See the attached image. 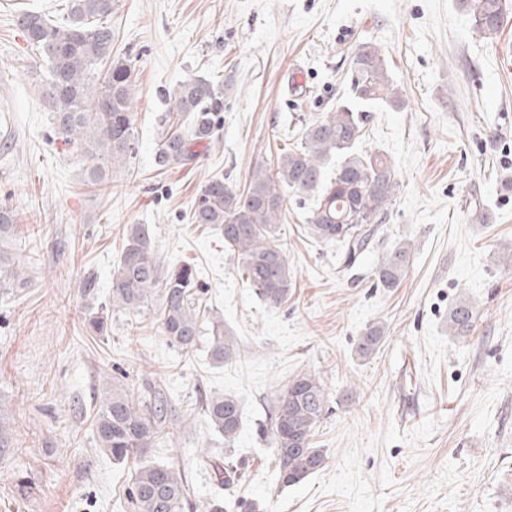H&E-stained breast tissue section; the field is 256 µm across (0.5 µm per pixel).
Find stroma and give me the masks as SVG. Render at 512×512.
I'll list each match as a JSON object with an SVG mask.
<instances>
[{
	"instance_id": "obj_1",
	"label": "stroma",
	"mask_w": 512,
	"mask_h": 512,
	"mask_svg": "<svg viewBox=\"0 0 512 512\" xmlns=\"http://www.w3.org/2000/svg\"><path fill=\"white\" fill-rule=\"evenodd\" d=\"M26 5L67 16V0H0V132L12 136L0 147V204L15 213L0 250L24 272L0 286V512H131L130 469L98 448L93 418L113 381L136 395L148 379L168 392L177 431L145 459L181 470L186 512L215 494L224 512H512V190L499 183L512 176V0L490 38L460 0H116L113 53L138 58L136 153L92 187L41 95L46 72L15 22ZM366 43L403 104L369 112L361 146L391 160L397 195L351 267L307 233L313 199L289 197L278 242L293 288L267 306L220 230L192 223L196 192L214 176L244 186L349 100ZM203 76L225 86L212 143L195 165L160 168L167 96ZM131 224L149 225L164 267L194 266L236 359L215 363L204 341L184 354L152 314H113L107 338L90 335L86 307L106 300ZM404 239L405 275L381 287L375 266ZM462 298L477 318L459 339L448 312ZM373 324L385 336L363 359L355 342ZM304 372L329 392L314 437L326 461L284 488L260 428L278 389ZM205 393L242 405L230 487L199 463L224 446Z\"/></svg>"
}]
</instances>
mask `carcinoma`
<instances>
[{
  "mask_svg": "<svg viewBox=\"0 0 512 512\" xmlns=\"http://www.w3.org/2000/svg\"><path fill=\"white\" fill-rule=\"evenodd\" d=\"M68 2L63 24L54 25L44 15L28 11L17 16V25L46 66L41 93L51 104L55 128L87 156L85 185H97L110 171L123 167L135 150L132 90L138 57L112 55L115 0ZM463 3L478 32H499L504 24L502 0ZM104 62L109 66L103 72L99 65ZM351 80L360 103L381 100L397 106L401 102L374 44L357 50ZM168 105L169 117L182 123L168 130L155 162L163 169L183 168L201 157L200 146L212 138L217 115L224 111V94L210 80L194 78L179 84ZM363 123V111L342 104L306 128L301 146L280 154L273 164L253 168L243 188L222 176L200 187L192 223L220 229L224 245L237 253L239 272L265 304L282 305L292 290L286 250L276 244L288 194L317 197L306 225L308 233L321 242L342 245L349 266L366 251L375 225L385 221L398 179L382 154L358 149ZM411 249L410 242L400 241L382 257L374 272L378 283L385 288L399 285ZM205 300L192 268L163 270L152 252L148 225L131 224L112 274L109 299L87 308L86 321L91 333L106 336L114 311L138 314L152 306L163 336L185 353L195 349L209 323L210 354L224 363L237 356L239 348L223 322L207 314ZM475 318L472 302L457 301L448 313V333L458 338L470 335ZM382 337V327L367 328L357 339L356 353L371 357ZM202 403L214 429L224 437V484L228 485L238 476L232 449L240 428V404L226 394L206 396ZM328 413V393L314 374H298L278 391L270 441L281 485H298L323 467L324 450L314 447L312 439ZM93 429L98 447L112 462L140 457L169 438L166 392L156 383L145 384L137 396L118 387L104 392ZM128 501L134 512H184L187 490L181 472L164 464L138 467Z\"/></svg>",
  "mask_w": 512,
  "mask_h": 512,
  "instance_id": "carcinoma-1",
  "label": "carcinoma"
}]
</instances>
